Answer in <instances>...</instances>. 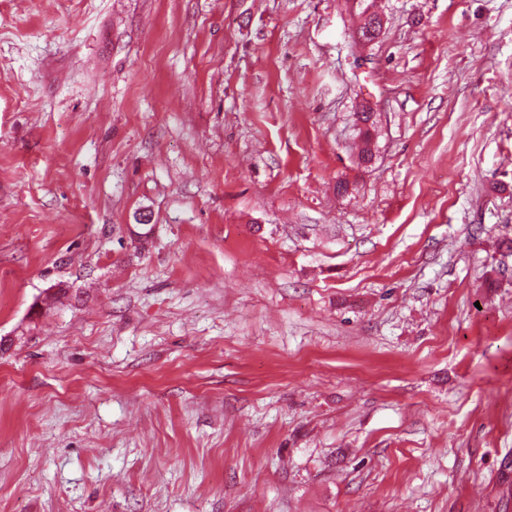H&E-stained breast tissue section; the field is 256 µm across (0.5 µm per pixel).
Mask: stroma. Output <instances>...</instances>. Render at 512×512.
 <instances>
[{
  "label": "stroma",
  "instance_id": "35a3bbf8",
  "mask_svg": "<svg viewBox=\"0 0 512 512\" xmlns=\"http://www.w3.org/2000/svg\"><path fill=\"white\" fill-rule=\"evenodd\" d=\"M0 512H512V0H0Z\"/></svg>",
  "mask_w": 512,
  "mask_h": 512
}]
</instances>
